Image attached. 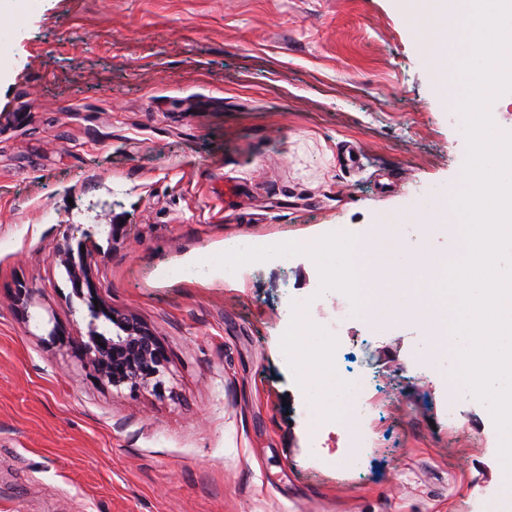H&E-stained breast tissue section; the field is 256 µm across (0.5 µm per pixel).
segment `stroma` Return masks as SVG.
I'll return each instance as SVG.
<instances>
[{
    "label": "stroma",
    "instance_id": "stroma-1",
    "mask_svg": "<svg viewBox=\"0 0 512 512\" xmlns=\"http://www.w3.org/2000/svg\"><path fill=\"white\" fill-rule=\"evenodd\" d=\"M408 0H38L0 15V512H496L482 401L424 373L425 332L361 314L335 340L360 378L357 465L277 348L306 254L234 279L164 277L226 243L368 235L462 187L469 147ZM364 145L352 159V144ZM165 347L130 394L48 333L87 332L58 248ZM32 292L28 305L20 289Z\"/></svg>",
    "mask_w": 512,
    "mask_h": 512
}]
</instances>
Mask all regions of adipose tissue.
<instances>
[{
	"label": "adipose tissue",
	"instance_id": "adipose-tissue-1",
	"mask_svg": "<svg viewBox=\"0 0 512 512\" xmlns=\"http://www.w3.org/2000/svg\"><path fill=\"white\" fill-rule=\"evenodd\" d=\"M313 340L324 346L329 343L327 337L321 336L317 324L305 316L301 319L300 330L280 336L278 348L281 354L287 355L297 370L302 390L310 400L314 418L331 417L342 431L355 432L359 427L358 421L355 416L340 411L334 380L321 374L308 359L307 348Z\"/></svg>",
	"mask_w": 512,
	"mask_h": 512
}]
</instances>
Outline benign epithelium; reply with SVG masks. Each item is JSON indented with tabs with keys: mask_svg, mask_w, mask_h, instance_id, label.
Returning a JSON list of instances; mask_svg holds the SVG:
<instances>
[{
	"mask_svg": "<svg viewBox=\"0 0 512 512\" xmlns=\"http://www.w3.org/2000/svg\"><path fill=\"white\" fill-rule=\"evenodd\" d=\"M65 236L62 250L73 293L88 308L90 321L84 336L72 340V348L92 367L96 376L116 389L135 394L145 389L160 393L168 370L165 348L150 330L124 314L100 303L99 287L88 271L86 254L74 252Z\"/></svg>",
	"mask_w": 512,
	"mask_h": 512,
	"instance_id": "7a95c632",
	"label": "benign epithelium"
}]
</instances>
